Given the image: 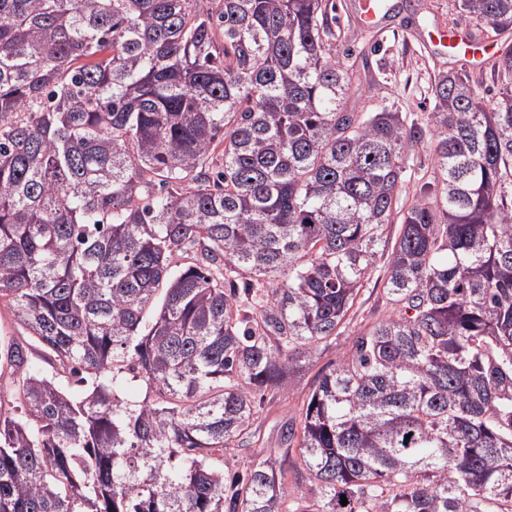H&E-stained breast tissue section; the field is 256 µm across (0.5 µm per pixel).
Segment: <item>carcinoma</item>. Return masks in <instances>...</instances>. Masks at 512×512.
<instances>
[{"instance_id":"obj_1","label":"carcinoma","mask_w":512,"mask_h":512,"mask_svg":"<svg viewBox=\"0 0 512 512\" xmlns=\"http://www.w3.org/2000/svg\"><path fill=\"white\" fill-rule=\"evenodd\" d=\"M194 2L0 0V308L50 356L0 342V512H283L295 451L319 497L292 512H512V51L493 101L434 79L403 209L425 130L346 111L335 6ZM460 8L512 28V0ZM384 256L394 314L224 475Z\"/></svg>"}]
</instances>
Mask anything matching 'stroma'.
I'll list each match as a JSON object with an SVG mask.
<instances>
[{"instance_id":"obj_1","label":"stroma","mask_w":512,"mask_h":512,"mask_svg":"<svg viewBox=\"0 0 512 512\" xmlns=\"http://www.w3.org/2000/svg\"><path fill=\"white\" fill-rule=\"evenodd\" d=\"M333 3L336 22L332 53L354 73L346 102L348 109L365 113L387 108L428 126L434 107L431 85L438 74L448 71L466 72L484 98L499 95L502 83L491 60L437 43L439 32L453 30L466 37H477L500 54L512 49V33L497 31L491 24L462 12L459 0H389L391 11L376 27L361 22L358 0ZM404 164L406 173L399 199L406 207L413 202L420 185L434 178L430 147L423 145L410 152ZM386 267V262H378L339 336L320 345L306 366L291 377L284 392L267 396L264 411L255 423L254 436L247 445L227 450L225 471L245 469L256 456L275 451L278 429L298 414L318 375L336 364L360 331L392 313L382 288Z\"/></svg>"}]
</instances>
